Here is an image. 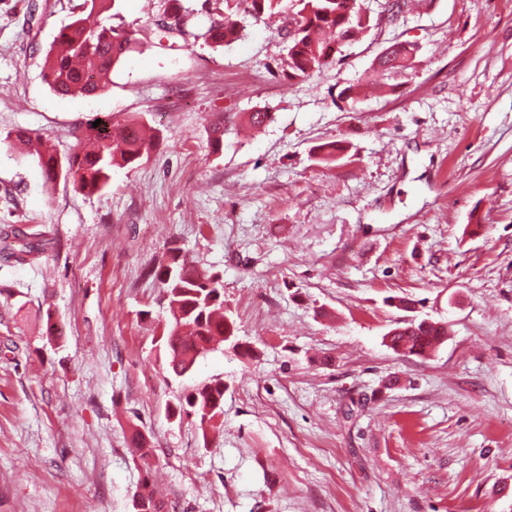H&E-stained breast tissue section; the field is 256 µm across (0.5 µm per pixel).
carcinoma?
Wrapping results in <instances>:
<instances>
[{
    "instance_id": "1",
    "label": "carcinoma",
    "mask_w": 512,
    "mask_h": 512,
    "mask_svg": "<svg viewBox=\"0 0 512 512\" xmlns=\"http://www.w3.org/2000/svg\"><path fill=\"white\" fill-rule=\"evenodd\" d=\"M252 15L280 12L282 0H250ZM295 22L288 29V50L284 62L285 75L292 82L327 66L324 50L336 40L350 43L370 28L371 18L359 0H292ZM243 27L233 13L225 11L222 19L212 21L205 32L206 40L217 48L231 43ZM141 39L132 30L101 23L95 26L78 18L66 28V34L54 43L43 59L42 77L61 95H87V88L105 89L109 76L122 60L137 48ZM415 49L395 43L376 59L373 72L385 75L410 68ZM88 133L80 139L79 150L64 159L53 147L44 145L35 156L44 168L47 180L62 176L88 193L100 190L109 180L110 170L118 158L134 164L155 145L157 136L149 135L145 125L129 120L119 128L88 125ZM0 237L10 240L4 259L31 262L48 245L41 233H28L7 226ZM163 285L164 301L171 315L170 328L157 341L171 372L184 376L197 359L212 346L235 336V322L224 313V284L221 277L187 264L176 253L166 265L155 271ZM442 330L430 346L435 349L448 336V326L440 321L411 320L392 328L385 336L386 346L403 356H421L417 345L399 342L405 329ZM224 413V381L200 384L187 392L173 412L175 416H195L202 432L216 426ZM134 512H170L169 504L156 496L149 477H144L133 495Z\"/></svg>"
}]
</instances>
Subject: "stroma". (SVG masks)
Masks as SVG:
<instances>
[{"mask_svg": "<svg viewBox=\"0 0 512 512\" xmlns=\"http://www.w3.org/2000/svg\"><path fill=\"white\" fill-rule=\"evenodd\" d=\"M37 2L0 0V227L50 241L0 258V512H134L148 472L176 512H512V0H416L394 21L362 0L372 28L294 82L287 12L241 13L216 49L224 0H182L192 36L171 47L164 0H118L109 24L150 38L82 97L42 64L86 0ZM397 42L414 67L341 99ZM257 110L271 121L245 129ZM132 117L156 146L91 195L14 141L65 156L88 123ZM328 143L344 153L318 159ZM174 252L222 275L242 344L181 377L154 342ZM412 316L448 324L429 357L383 342ZM216 378L219 429L169 417ZM224 14L222 15L221 20L212 21L207 31L205 32L206 40L213 46L214 48L223 47L224 44H229L235 39H237L240 35L241 30H244L243 27L240 26V21L233 17V13L230 10L233 7H230V0H225ZM227 4V11H226ZM224 31V35L222 38H216L215 33L218 31ZM1 237L3 239L12 238V241L5 247L8 251L3 254L4 259L19 263L36 260L49 242V239H46L42 233H27L23 229L13 226L3 227Z\"/></svg>", "mask_w": 512, "mask_h": 512, "instance_id": "obj_1", "label": "stroma"}]
</instances>
